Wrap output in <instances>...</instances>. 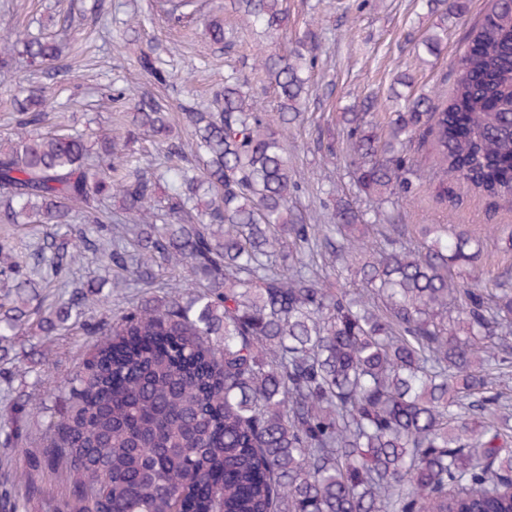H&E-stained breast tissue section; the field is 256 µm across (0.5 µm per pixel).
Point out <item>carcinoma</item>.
<instances>
[{"label": "carcinoma", "instance_id": "carcinoma-1", "mask_svg": "<svg viewBox=\"0 0 512 512\" xmlns=\"http://www.w3.org/2000/svg\"><path fill=\"white\" fill-rule=\"evenodd\" d=\"M242 20L288 40L287 0H231ZM439 15L426 38L438 50L448 14L466 0H425ZM200 0H164L175 25ZM224 43V21L205 24ZM294 36L283 53L259 48L251 76L236 71L211 104L184 107L194 139L172 142L164 100L140 92L117 132L91 137L63 124L46 132L45 88L14 99L13 137L0 140V224H53L37 252L52 274L91 253L113 275L170 292L100 320L106 338L83 358L48 422L46 445L24 449V469L0 480V512H512V281L488 288L471 275L475 235L417 224L401 208L420 188L409 155L433 145L438 190L453 174L494 200L512 199V0H488L453 65L451 94L398 93L386 132L366 98L342 122L352 179L369 213L329 191L320 224L291 206L299 183L284 141L309 85ZM55 37L0 32V73L55 68ZM137 64L162 83L157 58ZM274 100L263 105L257 90ZM151 139L144 159L130 144ZM345 264L356 292L317 257ZM178 279L164 282L168 270ZM4 330L64 327L74 309L104 304L70 281L46 309L29 265L0 240ZM70 485L48 500L45 480Z\"/></svg>", "mask_w": 512, "mask_h": 512}]
</instances>
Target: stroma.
<instances>
[{"label":"stroma","instance_id":"1","mask_svg":"<svg viewBox=\"0 0 512 512\" xmlns=\"http://www.w3.org/2000/svg\"><path fill=\"white\" fill-rule=\"evenodd\" d=\"M224 0H206V9L222 8L224 43L215 45L206 38L202 22L184 27L169 25L156 0H0V30L45 27L60 30L70 23L73 37L66 58L68 81H60L53 70L30 69L26 82L44 87L54 95L49 123L63 122L95 133L99 124L118 110L109 95L116 89L128 92L156 91L169 101L173 113L191 100L206 106L213 88L222 85L228 68L241 74L251 72L253 56L264 40L253 34ZM349 14L336 9V0H288V30L318 31L315 63L310 68L311 95L303 120L289 132L288 157L302 186L297 206L302 211L320 208L325 195L321 185L323 170H331L339 192L361 207L368 200L359 195L347 164L349 144L342 125L331 117L369 95L386 97L397 70H409L416 78V92L448 97L453 85L452 68L463 48L472 21L482 13L487 0H467L465 14L449 19L448 34L437 54H429L421 40L433 23L418 0H350ZM138 17L139 26L127 29L126 22ZM153 50L170 74L167 85L156 86L141 71L135 57L139 50ZM331 129L336 140V156L322 158L314 142L322 129ZM429 143H422L412 156L421 175V187L404 209L405 224L455 225L457 229L483 236V252L475 270L486 286L512 272V251L500 240V231L512 230V203L490 202L475 190L448 180V197L436 192ZM68 278L101 283L111 298L107 307L120 312L127 303L155 296V289L133 283H119L91 258H81L67 273ZM103 308L84 309L78 320L49 336L35 337L46 362L40 386H33L28 360L19 358L0 366V440L18 429L21 445L37 448L46 425L57 409L56 395L77 369L82 358L102 339L95 330ZM37 391L44 409L35 417L25 415L17 404L20 391Z\"/></svg>","mask_w":512,"mask_h":512}]
</instances>
